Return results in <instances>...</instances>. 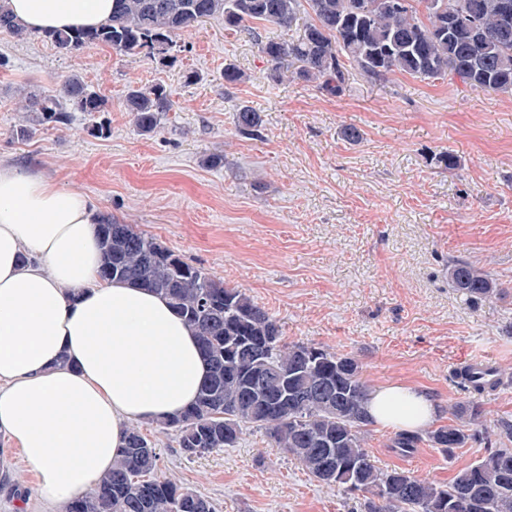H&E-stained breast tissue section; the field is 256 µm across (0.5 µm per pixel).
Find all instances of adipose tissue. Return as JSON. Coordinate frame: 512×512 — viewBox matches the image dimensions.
<instances>
[{"label": "adipose tissue", "instance_id": "1", "mask_svg": "<svg viewBox=\"0 0 512 512\" xmlns=\"http://www.w3.org/2000/svg\"><path fill=\"white\" fill-rule=\"evenodd\" d=\"M34 31L94 26L112 0H8ZM99 218L85 195L0 165V434L50 506L89 491L127 427L167 419L197 398L207 365L164 297L99 274ZM375 424L416 431L437 409L421 389L371 392Z\"/></svg>", "mask_w": 512, "mask_h": 512}]
</instances>
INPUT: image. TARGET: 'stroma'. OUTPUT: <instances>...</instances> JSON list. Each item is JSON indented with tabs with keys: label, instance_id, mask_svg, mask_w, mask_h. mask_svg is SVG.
<instances>
[{
	"label": "stroma",
	"instance_id": "35a3bbf8",
	"mask_svg": "<svg viewBox=\"0 0 512 512\" xmlns=\"http://www.w3.org/2000/svg\"><path fill=\"white\" fill-rule=\"evenodd\" d=\"M289 32L268 22L225 31L216 17L177 38V63L105 46L60 54L48 39L0 32V160L89 197L97 213L156 237L188 262L241 289L279 323L286 341L356 357L368 388L421 387L436 425L453 421L467 392L456 370L474 356L512 374V96L395 73L371 80L351 69L343 95L314 83L276 80L259 50ZM242 73L224 82V68ZM78 72L108 99L104 134L82 113L68 125L15 134L16 87L55 93ZM198 80L185 84L184 72ZM162 83L175 101L145 136L121 101L132 85ZM263 119L261 136L237 132L235 111ZM352 126L360 142L343 139ZM223 153L220 167L204 156ZM457 157L444 169L440 155ZM462 260L505 289L470 302L448 280ZM161 448L158 473L197 491L216 512H357L362 494L317 482L262 432L238 447L183 456L171 431L145 424ZM396 432L370 426L366 446L381 469L440 482L487 454L469 440L449 451L394 448ZM10 443L26 499L0 481V512H44Z\"/></svg>",
	"mask_w": 512,
	"mask_h": 512
}]
</instances>
